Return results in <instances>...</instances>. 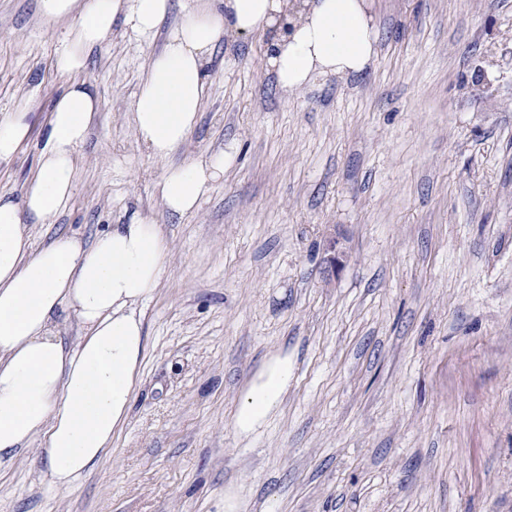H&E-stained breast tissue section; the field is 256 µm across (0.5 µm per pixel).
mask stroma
I'll return each mask as SVG.
<instances>
[{
	"label": "stroma",
	"instance_id": "1",
	"mask_svg": "<svg viewBox=\"0 0 512 512\" xmlns=\"http://www.w3.org/2000/svg\"><path fill=\"white\" fill-rule=\"evenodd\" d=\"M173 2L149 38L116 25L80 71L100 112L70 207L33 232L89 243L140 212L166 237L129 418L70 492L37 449L0 468V512H512V0H369L372 65L292 91L270 33L225 40L170 162L236 161L183 216L155 195L168 162L131 115ZM62 47L33 0H0V112L32 104L0 162L18 199L68 81ZM276 352L288 392L240 435L241 389ZM325 253L324 273L327 274V276L335 277L344 268L345 251L340 245V241L335 237H332L327 242Z\"/></svg>",
	"mask_w": 512,
	"mask_h": 512
}]
</instances>
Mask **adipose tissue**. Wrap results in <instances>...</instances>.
Returning a JSON list of instances; mask_svg holds the SVG:
<instances>
[{"label": "adipose tissue", "mask_w": 512, "mask_h": 512, "mask_svg": "<svg viewBox=\"0 0 512 512\" xmlns=\"http://www.w3.org/2000/svg\"><path fill=\"white\" fill-rule=\"evenodd\" d=\"M190 7L148 65L132 103L135 130L152 157L167 159L197 127L213 51L228 35L277 29L268 63L283 90L317 75H358L377 53L378 26L365 0H222ZM172 0H34L41 24L66 23L59 72L73 75L115 21L134 36L154 34ZM29 101L0 114V161L30 136ZM99 112L95 86L71 80L55 100L38 171L23 199L0 191V467L30 446L45 476L66 492L110 452L127 421L147 349L142 308L167 270L168 243L147 216L133 215L92 243L62 235L33 249L30 227L68 209L75 157ZM234 160L218 151L167 168L155 191L174 214L193 212ZM85 333L75 343L53 330L60 314ZM292 375L287 356L270 357L246 388L235 427L255 430L276 410Z\"/></svg>", "instance_id": "ef3b65f1"}]
</instances>
